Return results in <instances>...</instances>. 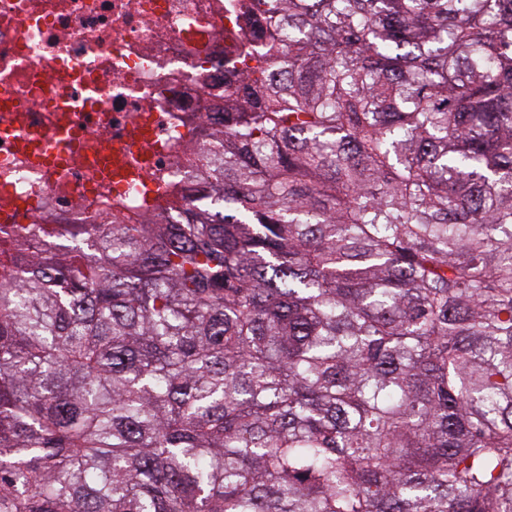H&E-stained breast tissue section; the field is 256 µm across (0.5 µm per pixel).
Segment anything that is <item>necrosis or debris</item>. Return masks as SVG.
Masks as SVG:
<instances>
[{"instance_id":"4bbe7bcc","label":"necrosis or debris","mask_w":512,"mask_h":512,"mask_svg":"<svg viewBox=\"0 0 512 512\" xmlns=\"http://www.w3.org/2000/svg\"><path fill=\"white\" fill-rule=\"evenodd\" d=\"M230 0H0V256L102 240L196 190L184 156L250 50Z\"/></svg>"}]
</instances>
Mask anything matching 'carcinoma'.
<instances>
[{
  "mask_svg": "<svg viewBox=\"0 0 512 512\" xmlns=\"http://www.w3.org/2000/svg\"><path fill=\"white\" fill-rule=\"evenodd\" d=\"M183 223L0 282V512H512V0H250Z\"/></svg>",
  "mask_w": 512,
  "mask_h": 512,
  "instance_id": "obj_1",
  "label": "carcinoma"
}]
</instances>
